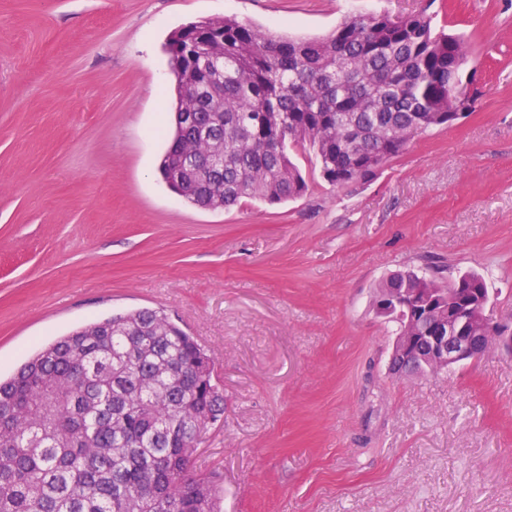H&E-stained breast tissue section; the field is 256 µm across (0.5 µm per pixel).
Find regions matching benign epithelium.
<instances>
[{"label":"benign epithelium","mask_w":512,"mask_h":512,"mask_svg":"<svg viewBox=\"0 0 512 512\" xmlns=\"http://www.w3.org/2000/svg\"><path fill=\"white\" fill-rule=\"evenodd\" d=\"M385 314L398 310L414 314L419 335L397 336L393 340L391 369L404 372L418 365L433 372L475 361L488 350L484 333L500 330L496 348L512 354V319L505 322L494 314L493 306L475 310L471 297L447 288H397L391 301L379 305Z\"/></svg>","instance_id":"7a95c632"}]
</instances>
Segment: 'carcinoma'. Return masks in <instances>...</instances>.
Instances as JSON below:
<instances>
[{"mask_svg":"<svg viewBox=\"0 0 512 512\" xmlns=\"http://www.w3.org/2000/svg\"><path fill=\"white\" fill-rule=\"evenodd\" d=\"M174 111L207 136L174 134L158 170L190 203L274 204L309 185L291 150L309 152L330 185L366 184L422 128L451 126L452 84L468 50L423 9L352 16L322 38H288L233 17L191 23L166 44ZM224 155V178L209 160ZM415 270L388 288H434ZM475 288L478 273L455 277ZM194 337L142 309L80 327L0 382V512H216L212 482L193 470L224 393Z\"/></svg>","mask_w":512,"mask_h":512,"instance_id":"cac0c4a2","label":"carcinoma"}]
</instances>
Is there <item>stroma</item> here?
Masks as SVG:
<instances>
[{"label": "stroma", "mask_w": 512, "mask_h": 512, "mask_svg": "<svg viewBox=\"0 0 512 512\" xmlns=\"http://www.w3.org/2000/svg\"><path fill=\"white\" fill-rule=\"evenodd\" d=\"M422 0H0V379L73 329L164 311L204 346L224 419L195 455L220 512H512V356L388 369L397 270L477 272L512 318V0H435L480 97L370 183L202 210L158 173L176 29L233 16L322 37Z\"/></svg>", "instance_id": "obj_1"}]
</instances>
